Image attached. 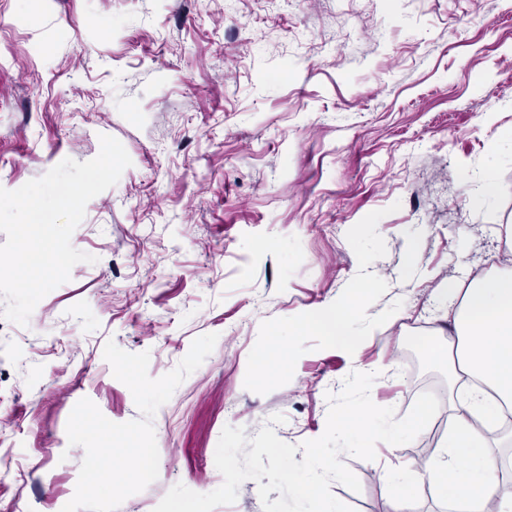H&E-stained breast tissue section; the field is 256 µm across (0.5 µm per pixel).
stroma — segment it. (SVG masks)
I'll use <instances>...</instances> for the list:
<instances>
[{
  "instance_id": "35a3bbf8",
  "label": "stroma",
  "mask_w": 512,
  "mask_h": 512,
  "mask_svg": "<svg viewBox=\"0 0 512 512\" xmlns=\"http://www.w3.org/2000/svg\"><path fill=\"white\" fill-rule=\"evenodd\" d=\"M103 134L132 164L72 234L95 263L27 326L0 317V512L72 498L79 400L140 418L110 341L149 352L158 378L218 336L154 415L157 480L118 512H153L178 483L218 488L225 426L251 438L280 414L282 441L320 437L349 356L308 351L261 395L248 355L262 322L341 295L358 271L346 234L377 210L386 253L369 270L387 290L367 313L401 308L363 352L383 367L370 396L401 419L430 391L448 418L449 364L419 339L452 322L444 281L469 284L512 247V0H0V187L93 159ZM445 435L341 454L361 490L332 494L390 512L385 471L436 457Z\"/></svg>"
}]
</instances>
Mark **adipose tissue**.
<instances>
[{"label": "adipose tissue", "instance_id": "obj_1", "mask_svg": "<svg viewBox=\"0 0 512 512\" xmlns=\"http://www.w3.org/2000/svg\"><path fill=\"white\" fill-rule=\"evenodd\" d=\"M442 292L458 304L455 334L446 340L426 339L424 349L441 360L449 347H458L454 378L470 389L451 404L440 455L391 481L393 512H410L409 485L423 480L444 501L464 503L466 512H486L494 502L499 512H512V503L501 498L507 473L492 453L487 429L504 408H512V266L479 274L465 288L444 283Z\"/></svg>", "mask_w": 512, "mask_h": 512}]
</instances>
